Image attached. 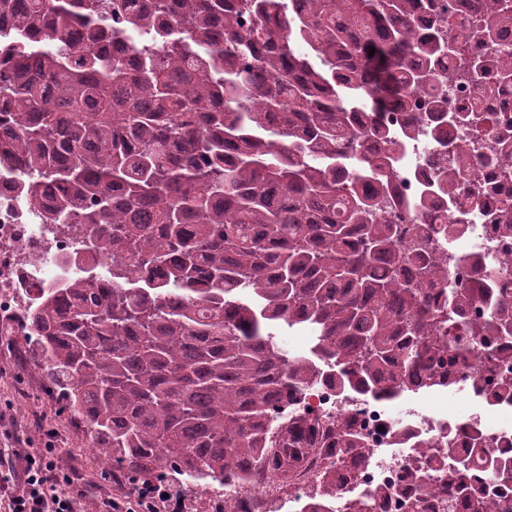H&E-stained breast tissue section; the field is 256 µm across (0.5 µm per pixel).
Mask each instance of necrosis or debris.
Returning a JSON list of instances; mask_svg holds the SVG:
<instances>
[{"mask_svg":"<svg viewBox=\"0 0 512 512\" xmlns=\"http://www.w3.org/2000/svg\"><path fill=\"white\" fill-rule=\"evenodd\" d=\"M464 139L473 161L469 187L486 190L485 204L468 208L464 198L440 202L423 214L426 224L438 226L451 221L465 225V233L454 240L458 261L454 278L470 276L469 255L476 252L512 256V238L499 233L497 226L503 200L512 201V179L503 176L480 156L490 150L492 136L486 129L470 128ZM447 153L433 142L426 128L405 140L396 163V185L400 194L413 200L423 196L429 179L441 167ZM14 169L0 165V304H15L17 312H26L39 289L60 285L69 273L94 275L102 264L101 254L81 252V240L63 233L58 225L40 222L20 194ZM426 413L407 421L395 418L388 402L353 394L337 396L334 388L322 385L295 401L296 411L311 422L345 415L374 450L371 463L360 466L352 490L360 494L379 484L394 486L408 483L418 460L416 446L435 441L461 423H472L493 437L512 442V404L491 405L468 401L459 409L448 406V390L420 393Z\"/></svg>","mask_w":512,"mask_h":512,"instance_id":"necrosis-or-debris-1","label":"necrosis or debris"}]
</instances>
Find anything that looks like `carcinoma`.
<instances>
[{
    "label": "carcinoma",
    "instance_id": "obj_1",
    "mask_svg": "<svg viewBox=\"0 0 512 512\" xmlns=\"http://www.w3.org/2000/svg\"><path fill=\"white\" fill-rule=\"evenodd\" d=\"M431 0H0L12 69L0 74V162L34 209L95 231L111 287L74 277L26 313L39 365L103 462L135 477L280 485L315 445L342 450L311 498L327 512H512V457L460 424L418 449L407 486L352 495L372 449L350 424L291 417L288 394L331 382L394 401L448 387V359H474L482 400L512 403V298L488 299L497 263L449 280L427 225L402 242L392 191L400 141L376 115L434 79L470 40L512 37L505 0H475L480 24L411 18ZM375 53H370V48ZM512 80V47L468 78ZM432 140L463 112L432 101ZM489 161L512 173V139ZM428 193L465 190L469 156ZM481 298L490 312L472 311ZM283 330L310 334L291 355ZM333 373L325 374V365ZM492 383L478 384L481 369Z\"/></svg>",
    "mask_w": 512,
    "mask_h": 512
}]
</instances>
